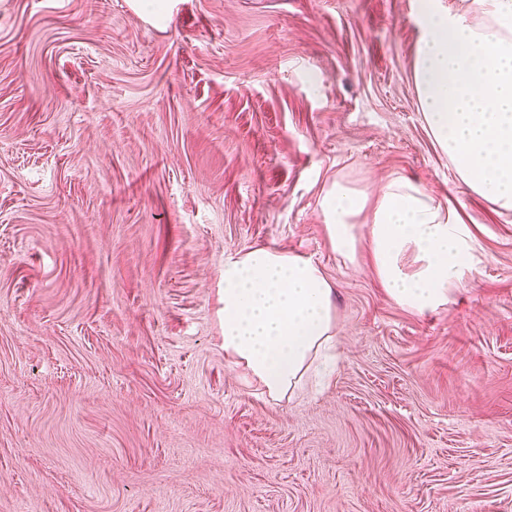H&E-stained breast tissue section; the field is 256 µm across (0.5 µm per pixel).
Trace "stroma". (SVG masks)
I'll return each instance as SVG.
<instances>
[{"mask_svg":"<svg viewBox=\"0 0 512 512\" xmlns=\"http://www.w3.org/2000/svg\"><path fill=\"white\" fill-rule=\"evenodd\" d=\"M417 0H0V512H512V212L420 112ZM407 178L483 257L419 315L320 199ZM316 259L328 379L256 395L224 257ZM363 193L338 181L325 189L321 211L327 236L336 253L353 263L359 251V237L355 218L367 207Z\"/></svg>","mask_w":512,"mask_h":512,"instance_id":"1","label":"stroma"}]
</instances>
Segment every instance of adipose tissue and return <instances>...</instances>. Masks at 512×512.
<instances>
[{
    "instance_id": "adipose-tissue-1",
    "label": "adipose tissue",
    "mask_w": 512,
    "mask_h": 512,
    "mask_svg": "<svg viewBox=\"0 0 512 512\" xmlns=\"http://www.w3.org/2000/svg\"><path fill=\"white\" fill-rule=\"evenodd\" d=\"M457 12L418 0L423 36L414 81L427 130L471 193L512 212V0H463ZM371 209L368 245L387 297L417 314L448 303L479 259L465 225L409 179L375 199L338 181L321 198L336 253L355 261L356 217ZM335 289L314 258L258 246L224 258V355L258 395L300 392L334 345Z\"/></svg>"
}]
</instances>
